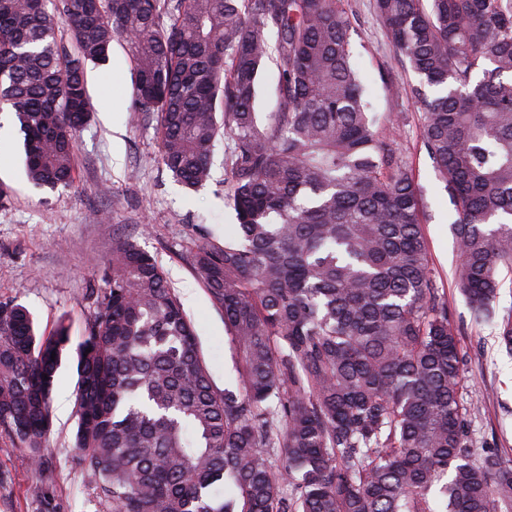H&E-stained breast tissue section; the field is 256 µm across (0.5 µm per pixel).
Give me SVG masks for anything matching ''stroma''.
I'll list each match as a JSON object with an SVG mask.
<instances>
[{
    "label": "stroma",
    "instance_id": "stroma-1",
    "mask_svg": "<svg viewBox=\"0 0 512 512\" xmlns=\"http://www.w3.org/2000/svg\"><path fill=\"white\" fill-rule=\"evenodd\" d=\"M344 6L373 110L394 127V146L422 199V236L466 353L463 400L471 412L472 444L480 452L512 455V356L499 349L492 326L472 320L455 285L456 210L423 146L419 103L391 90L393 82L412 83L416 77L390 48L374 0H344ZM86 73L93 114L77 137L70 186L50 191L28 182L17 119L9 109L0 110V184L10 191L0 207V301L25 305L41 332L52 333L65 321L80 336L94 311L93 294L108 270L113 241L135 237L157 259L192 321L216 388L235 384L236 352L223 314L191 269L196 244L223 238L225 225L235 221L224 203V144H215L211 180L195 192L182 188L161 162L156 123L131 120L134 70L123 42H114L106 64L88 65ZM115 103L121 107L116 131L102 120ZM76 390L75 368L64 363L42 466L0 433V512H103L77 465Z\"/></svg>",
    "mask_w": 512,
    "mask_h": 512
}]
</instances>
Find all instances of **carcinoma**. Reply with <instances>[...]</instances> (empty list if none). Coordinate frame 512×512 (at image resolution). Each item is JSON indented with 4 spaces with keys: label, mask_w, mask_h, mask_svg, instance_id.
<instances>
[{
    "label": "carcinoma",
    "mask_w": 512,
    "mask_h": 512,
    "mask_svg": "<svg viewBox=\"0 0 512 512\" xmlns=\"http://www.w3.org/2000/svg\"><path fill=\"white\" fill-rule=\"evenodd\" d=\"M423 106V144L458 214L457 283L497 317L512 272V0H374ZM65 26L73 48L59 34ZM343 0H0V106L38 189L72 183L85 68L121 39L132 119H158L185 189L211 179L237 220L192 255L240 357L217 389L155 257L112 247L72 344L0 302V429L36 466L57 373L78 376L79 468L108 512H512V459L476 457L464 353L420 231L422 203L352 61ZM278 109L255 102L267 61ZM91 352H86V349Z\"/></svg>",
    "instance_id": "cac0c4a2"
}]
</instances>
